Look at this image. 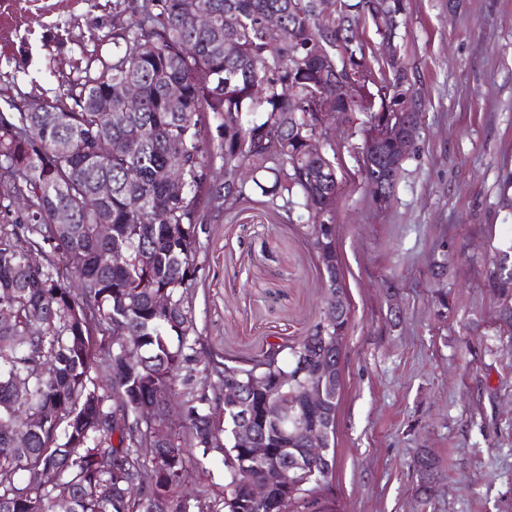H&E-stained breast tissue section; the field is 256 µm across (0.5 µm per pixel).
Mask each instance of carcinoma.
I'll use <instances>...</instances> for the list:
<instances>
[{"instance_id":"obj_1","label":"carcinoma","mask_w":512,"mask_h":512,"mask_svg":"<svg viewBox=\"0 0 512 512\" xmlns=\"http://www.w3.org/2000/svg\"><path fill=\"white\" fill-rule=\"evenodd\" d=\"M318 0H113L118 18L112 59H86L82 76L52 99L23 104L0 100V512H55L57 496L72 498L73 512H331L336 430L327 459L305 454L322 414L304 399L305 386L321 380L308 358L333 364L342 358L349 302L322 309L292 343L272 342L246 364L220 355L204 369L219 383L208 389L183 378L180 399L154 405L159 390L197 354L193 288L199 234L204 224L247 200L258 189L267 203L305 229L330 287L342 277L334 210L328 196L340 188L334 130L321 127L311 103L336 98V81L323 57L342 58V69L365 70L382 83L378 56L356 39L359 23L382 13V37L398 38L405 0H343L329 21ZM271 10L282 27L272 37L263 24ZM210 28H196L201 12ZM237 55L224 56V41ZM135 82L142 108L124 109L118 88ZM172 85L181 90L169 104ZM112 97V116L100 102ZM392 106L381 103L370 127L387 126ZM324 137L326 159L305 152V140ZM69 144L65 153L56 141ZM101 141L119 152L98 154ZM222 160L223 180L211 182V160ZM246 163L251 180L236 185L234 167ZM112 184L97 211L82 208L99 183ZM26 200V209L15 198ZM69 215V231L55 237L48 225ZM107 225L98 234L96 226ZM24 238L50 260L32 268L15 251ZM83 265L70 269L72 253ZM124 256L112 263V254ZM490 287L512 304V276ZM164 294L163 311L153 297ZM112 331V341L95 336ZM288 373L296 414L283 432L267 417ZM266 386L252 390V378ZM234 385L233 399L224 389ZM155 406L162 420L178 411L161 446L148 434L142 409ZM21 423L28 440L12 445L8 432ZM247 424L288 469L275 480L247 448L236 428ZM202 458L219 453L229 481L214 499L181 492L191 449ZM111 466L104 469L101 461ZM143 469L154 473L145 484ZM267 486L266 496L254 494Z\"/></svg>"}]
</instances>
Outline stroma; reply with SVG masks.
I'll use <instances>...</instances> for the list:
<instances>
[{"label":"stroma","mask_w":512,"mask_h":512,"mask_svg":"<svg viewBox=\"0 0 512 512\" xmlns=\"http://www.w3.org/2000/svg\"><path fill=\"white\" fill-rule=\"evenodd\" d=\"M398 41L419 129L393 202L338 125L336 243L351 311L336 414L334 512H418L411 461H443L432 512H512V353L487 270L512 246V0H407ZM112 0H0V95L54 96L89 51L112 56ZM448 276H430L433 261ZM204 348L237 360L302 336L322 276L299 225L252 195L200 237ZM447 291L450 309L434 307ZM360 171L362 172L363 178L367 183H380L381 181L386 182L388 184L389 191L386 192L389 197V204L394 192V186L390 185L389 175L387 172L381 167H374L365 164L363 167L361 166ZM377 184H371L370 188L376 196V200L374 204L377 209L384 210L386 207V201H384L383 196L385 195L386 188L385 186H380Z\"/></svg>","instance_id":"obj_1"}]
</instances>
